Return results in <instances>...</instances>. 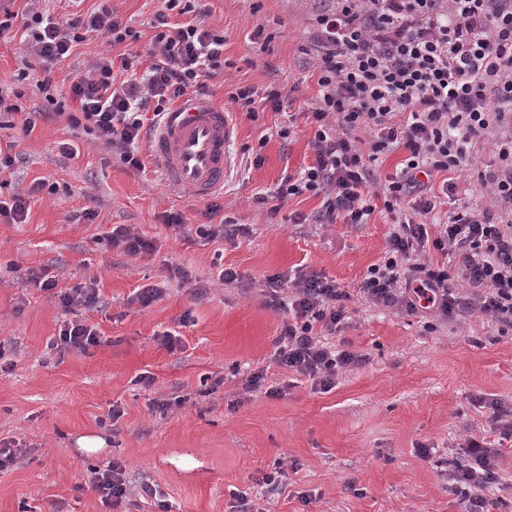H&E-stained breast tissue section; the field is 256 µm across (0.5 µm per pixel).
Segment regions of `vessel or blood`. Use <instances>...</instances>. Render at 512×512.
<instances>
[{
    "instance_id": "1",
    "label": "vessel or blood",
    "mask_w": 512,
    "mask_h": 512,
    "mask_svg": "<svg viewBox=\"0 0 512 512\" xmlns=\"http://www.w3.org/2000/svg\"><path fill=\"white\" fill-rule=\"evenodd\" d=\"M236 128L229 113L196 102L172 112L152 141L167 181L200 198L223 191L235 166Z\"/></svg>"
}]
</instances>
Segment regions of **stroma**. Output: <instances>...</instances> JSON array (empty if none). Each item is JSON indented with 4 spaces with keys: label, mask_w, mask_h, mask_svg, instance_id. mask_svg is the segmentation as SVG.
I'll return each instance as SVG.
<instances>
[{
    "label": "stroma",
    "mask_w": 512,
    "mask_h": 512,
    "mask_svg": "<svg viewBox=\"0 0 512 512\" xmlns=\"http://www.w3.org/2000/svg\"><path fill=\"white\" fill-rule=\"evenodd\" d=\"M327 4L204 0L208 25L224 33L226 66L207 80L203 99L231 113L238 138L223 195L199 198L166 181L151 138L140 145L146 168L135 174L66 118L77 109L70 86L94 59L132 58L114 76L141 77L157 25L179 23L180 15L163 0H112L138 40L115 46L93 38L47 74L24 49L22 18L32 10L60 19L86 14L97 0H15L19 19L0 35V99L9 106L0 112V142L14 143L18 159L0 178L29 194L30 210L25 223L0 222V446L18 451L0 471V512H122L92 485L94 470L115 459L125 463L132 491L147 483L160 493L130 512H237L243 496L254 512H460L451 462L463 458L469 440L494 439L486 401L512 405V330L476 309L444 320L366 302L358 288L384 257L389 215L379 208L365 224H324L320 198L276 197L281 180L312 161L303 114L318 85L308 50L312 20ZM242 85L261 95L279 90L280 111L265 110L254 122L233 111L228 93ZM28 112L38 115L30 131ZM289 123L296 132L281 139L276 131ZM65 142L73 155L62 153ZM495 164L484 148L453 173L457 189L438 220L490 208L478 174ZM214 204L221 210L212 215ZM86 210L93 222L78 223ZM169 213L181 214L184 228L165 224ZM225 217L232 234L197 235L199 225ZM119 224L151 239L154 251L132 256L109 247L104 236ZM178 267L190 280L172 278ZM224 267L239 273L238 284L218 281ZM35 269L55 276L62 291L96 281L101 307L90 321L99 346L51 349L74 314L30 284ZM301 272L350 293L348 320L322 339L368 357L327 392L271 364L286 315L266 305L263 287L268 276ZM147 286L164 294L142 310L130 297ZM166 331L177 334L176 349L159 344ZM258 368L269 384L285 387L282 397L244 394ZM143 373L153 386L136 384ZM218 375L223 385H215ZM175 396L184 402L167 412L150 405ZM115 404L124 411L116 423L108 417ZM86 436L103 439L102 450H81ZM277 470L282 484L267 492L262 477ZM305 494L310 504L302 503Z\"/></svg>",
    "instance_id": "1"
}]
</instances>
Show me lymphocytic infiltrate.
<instances>
[{
    "mask_svg": "<svg viewBox=\"0 0 512 512\" xmlns=\"http://www.w3.org/2000/svg\"><path fill=\"white\" fill-rule=\"evenodd\" d=\"M164 6L191 18L155 34L153 61L141 81L116 82L115 68H130V59L102 56L70 87L78 109L69 123L94 133L136 171L143 167L144 114L168 119L171 102L203 89L224 68V35L206 24V11L187 0H164ZM25 28L28 55L47 70L92 37L106 36L116 46L131 35L112 0L62 22L33 11ZM314 29L319 95L304 114L314 129L313 161L280 184L278 198H320L327 224L366 223L374 200H382L393 229L382 262L360 285L366 300L409 313L424 306L447 319L476 307L512 327V0H333L315 17ZM399 113L407 116L401 125L394 122ZM481 144L492 145L497 157L478 177L495 210L470 209L437 221L442 196L457 188L448 173L468 166ZM395 150L405 154L402 168L375 184L371 165ZM438 177L441 195H428V182ZM430 249L459 257L460 279L472 297L453 291L447 266L426 261ZM267 284V306L286 315L273 365L329 391L342 370L366 364V355L336 350L320 338L346 320V290L315 273L274 275ZM59 301L85 315L64 323L52 348L99 345L98 329L86 318L100 306L95 284L76 285ZM487 407L499 438L468 442L452 490L464 512H512V501L482 494L497 479L501 441H512V408L496 400Z\"/></svg>",
    "mask_w": 512,
    "mask_h": 512,
    "instance_id": "f902f5d3",
    "label": "lymphocytic infiltrate"
}]
</instances>
